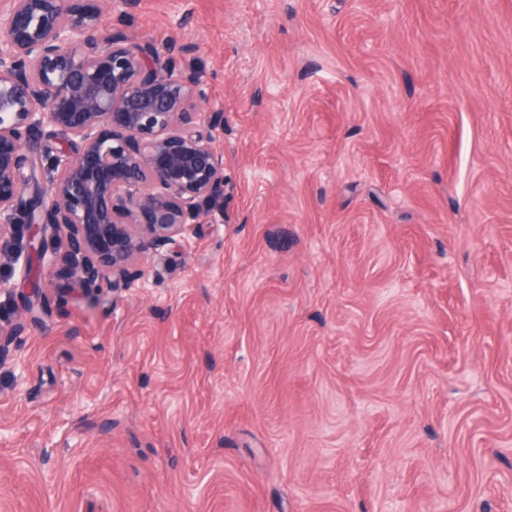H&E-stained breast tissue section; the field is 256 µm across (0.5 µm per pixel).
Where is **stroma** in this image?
<instances>
[{
	"label": "stroma",
	"mask_w": 512,
	"mask_h": 512,
	"mask_svg": "<svg viewBox=\"0 0 512 512\" xmlns=\"http://www.w3.org/2000/svg\"><path fill=\"white\" fill-rule=\"evenodd\" d=\"M224 213L0 360V512H512V0H137Z\"/></svg>",
	"instance_id": "35a3bbf8"
}]
</instances>
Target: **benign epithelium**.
<instances>
[{"mask_svg":"<svg viewBox=\"0 0 512 512\" xmlns=\"http://www.w3.org/2000/svg\"><path fill=\"white\" fill-rule=\"evenodd\" d=\"M105 5L131 0H0V242L27 250L24 316L0 326V353L42 309L43 270L116 287L224 198V112L194 110L186 46L102 28ZM48 228L64 250L35 244Z\"/></svg>","mask_w":512,"mask_h":512,"instance_id":"benign-epithelium-1","label":"benign epithelium"}]
</instances>
